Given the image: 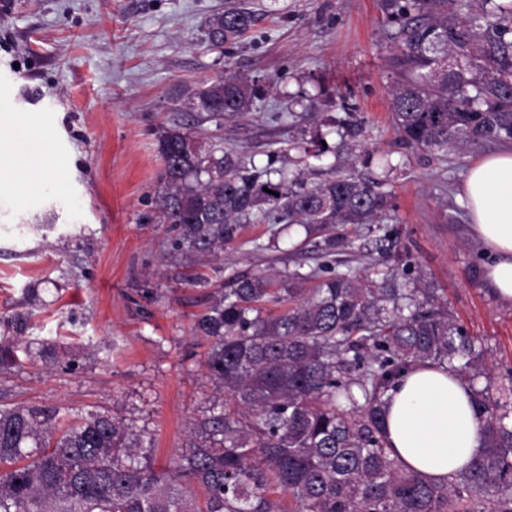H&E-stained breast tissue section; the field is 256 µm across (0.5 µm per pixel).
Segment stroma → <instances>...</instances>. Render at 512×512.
Segmentation results:
<instances>
[{"label":"stroma","mask_w":512,"mask_h":512,"mask_svg":"<svg viewBox=\"0 0 512 512\" xmlns=\"http://www.w3.org/2000/svg\"><path fill=\"white\" fill-rule=\"evenodd\" d=\"M260 20L231 53L202 28L224 0H0V124L46 149L56 187L0 199V334H22L16 363L0 365V408L107 411L173 466L197 439L190 427L223 398L206 373L194 317L228 279L263 268L305 270L322 259L292 249L277 224H245L219 259L177 243L154 220L163 163L156 131L192 122L179 92L221 75L259 79L264 111L224 121L227 146L266 162L299 137L329 147L313 180L381 177L367 165L388 156L383 177L394 243L385 267L422 271L449 313L482 342L494 380L512 372V303L485 283L488 258L471 231L463 182L472 164L503 151L487 141L442 156L404 143L391 122L398 76L379 0H248ZM319 98L315 116L291 95ZM360 134L340 144L330 125ZM24 316L22 330L12 328Z\"/></svg>","instance_id":"obj_1"}]
</instances>
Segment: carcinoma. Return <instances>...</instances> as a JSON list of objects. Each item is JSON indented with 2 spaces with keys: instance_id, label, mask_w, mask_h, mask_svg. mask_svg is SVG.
Masks as SVG:
<instances>
[{
  "instance_id": "cac0c4a2",
  "label": "carcinoma",
  "mask_w": 512,
  "mask_h": 512,
  "mask_svg": "<svg viewBox=\"0 0 512 512\" xmlns=\"http://www.w3.org/2000/svg\"><path fill=\"white\" fill-rule=\"evenodd\" d=\"M380 9L395 28L400 138L445 155L512 142V0H380ZM256 21L228 0L205 21V39L220 48ZM262 96L252 80L220 76L181 108L219 124L256 111ZM292 150L317 157L323 141H293L261 165L189 123L158 130L156 223L178 226L181 245L216 254L242 224H298L323 237L327 262L237 277L197 317L224 408L173 467L156 469L152 442L109 414L61 426L57 410L0 408V512H283V495L296 512H460L464 500L512 512V373L497 386L488 379L485 350L422 276L399 293L332 266L351 242L330 230L379 223L390 197L374 181L314 182L286 161L274 166ZM416 362L455 371L484 417L481 453L446 483L406 468L386 440L387 393Z\"/></svg>"
}]
</instances>
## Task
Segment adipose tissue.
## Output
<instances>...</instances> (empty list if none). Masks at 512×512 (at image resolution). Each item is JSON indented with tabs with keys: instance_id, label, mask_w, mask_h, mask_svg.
I'll return each mask as SVG.
<instances>
[{
	"instance_id": "ef3b65f1",
	"label": "adipose tissue",
	"mask_w": 512,
	"mask_h": 512,
	"mask_svg": "<svg viewBox=\"0 0 512 512\" xmlns=\"http://www.w3.org/2000/svg\"><path fill=\"white\" fill-rule=\"evenodd\" d=\"M471 228L493 261L485 280L512 302V150L484 159L464 183ZM484 420L453 372L428 363L406 370L388 393L386 436L405 465L438 483L481 452Z\"/></svg>"
}]
</instances>
